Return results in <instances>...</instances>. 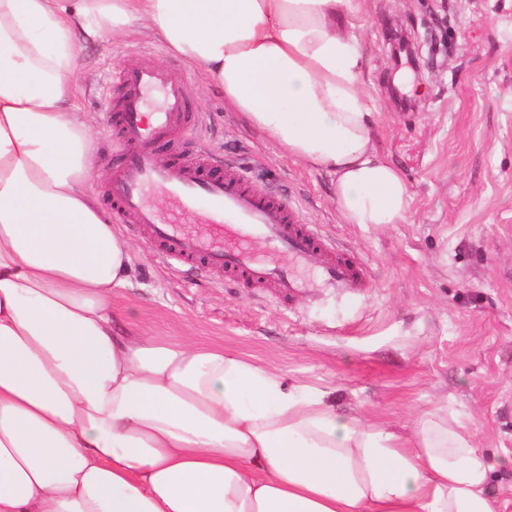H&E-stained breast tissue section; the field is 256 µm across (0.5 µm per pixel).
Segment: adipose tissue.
Returning a JSON list of instances; mask_svg holds the SVG:
<instances>
[{"label":"adipose tissue","instance_id":"1","mask_svg":"<svg viewBox=\"0 0 512 512\" xmlns=\"http://www.w3.org/2000/svg\"><path fill=\"white\" fill-rule=\"evenodd\" d=\"M357 0H0V512H499L496 459L429 412L408 435L238 355L120 335L132 248L88 190L80 42L144 22L224 103L402 224Z\"/></svg>","mask_w":512,"mask_h":512}]
</instances>
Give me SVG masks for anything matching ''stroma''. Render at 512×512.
I'll return each instance as SVG.
<instances>
[{
    "label": "stroma",
    "mask_w": 512,
    "mask_h": 512,
    "mask_svg": "<svg viewBox=\"0 0 512 512\" xmlns=\"http://www.w3.org/2000/svg\"><path fill=\"white\" fill-rule=\"evenodd\" d=\"M360 12L374 136L413 191L403 224L344 223L330 176L264 139L146 27L80 44L76 103L92 126L97 197L112 174L102 84L132 62L171 63L190 110L159 156L235 162L253 188L286 198L301 223L367 268L360 292L288 299L171 264L122 224L135 253L112 325L159 344L235 352L400 432L438 413L504 460L490 492L512 512V0H360ZM400 33L420 57L402 87L411 109L387 82Z\"/></svg>",
    "instance_id": "stroma-1"
}]
</instances>
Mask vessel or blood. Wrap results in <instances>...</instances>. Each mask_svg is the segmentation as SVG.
Segmentation results:
<instances>
[{"label":"vessel or blood","instance_id":"obj_1","mask_svg":"<svg viewBox=\"0 0 512 512\" xmlns=\"http://www.w3.org/2000/svg\"><path fill=\"white\" fill-rule=\"evenodd\" d=\"M118 81L106 114L118 153L108 187L118 223L139 225L155 252L176 265L290 297L365 287L360 260L337 253L313 225L296 223L284 199L252 189L233 166L159 160L155 143L183 131L188 111L186 84L169 67L132 64ZM155 94L160 106L148 122L146 103ZM194 222L201 231L191 230ZM277 253L287 263L275 262Z\"/></svg>","mask_w":512,"mask_h":512}]
</instances>
